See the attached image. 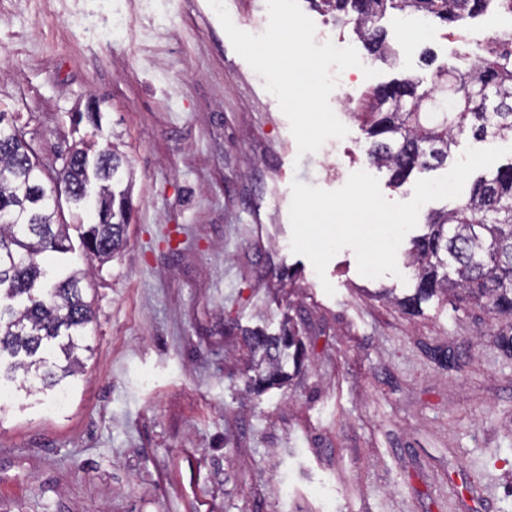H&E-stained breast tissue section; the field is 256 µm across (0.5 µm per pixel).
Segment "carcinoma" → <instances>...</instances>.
Listing matches in <instances>:
<instances>
[{
	"mask_svg": "<svg viewBox=\"0 0 512 512\" xmlns=\"http://www.w3.org/2000/svg\"><path fill=\"white\" fill-rule=\"evenodd\" d=\"M327 13L355 24L371 54L390 61L394 52L378 21L409 11L453 28L491 10H511L512 0H310ZM454 74L451 95L440 112H426L430 93L404 77L375 87L357 117L362 121L371 164L386 168L396 186L414 170L448 161L458 136L469 131L481 141L512 137V38L496 39L465 68L438 67L433 83ZM64 180L76 224L59 222L61 197L54 196L33 140L14 112L0 110V210L15 217L0 223V387L16 382L31 394L52 391L77 375L79 351L94 312L83 297L85 269L63 274L39 261L52 252H72L70 228L78 231L82 254L105 261L127 245L129 161L113 147L83 143L65 154ZM92 207L97 222L83 224ZM410 262L417 271L408 311L437 295L456 293L499 316H512V162L473 184L457 208L429 218L426 232L412 240ZM247 356L260 355L264 368L248 385L261 392L284 377L282 359L294 366L305 353L295 327L278 336L250 332Z\"/></svg>",
	"mask_w": 512,
	"mask_h": 512,
	"instance_id": "cac0c4a2",
	"label": "carcinoma"
}]
</instances>
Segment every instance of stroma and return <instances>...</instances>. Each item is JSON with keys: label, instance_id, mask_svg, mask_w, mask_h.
Masks as SVG:
<instances>
[{"label": "stroma", "instance_id": "obj_1", "mask_svg": "<svg viewBox=\"0 0 512 512\" xmlns=\"http://www.w3.org/2000/svg\"><path fill=\"white\" fill-rule=\"evenodd\" d=\"M299 5L361 60L329 98L347 135L305 155L208 0H0V107L44 156L113 142L134 172L127 246L83 282V373L60 404L0 396V512H512V316L398 306L407 238L378 278L348 248L318 278L290 246L292 181L372 171L359 103L406 75L431 90L423 51L458 63L485 19L419 36L415 15L387 18L389 64ZM91 108L99 127L72 125ZM287 322L301 366L248 392L243 334Z\"/></svg>", "mask_w": 512, "mask_h": 512}]
</instances>
